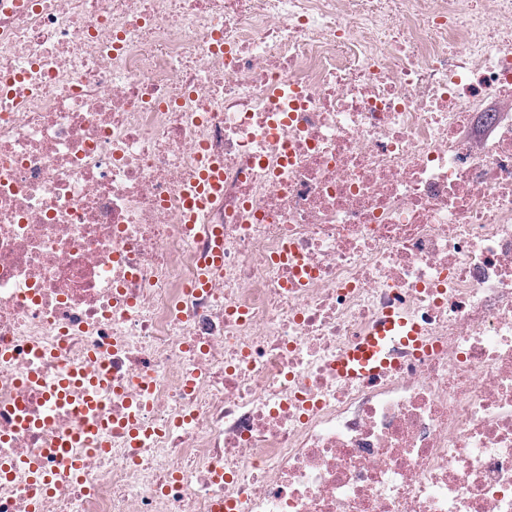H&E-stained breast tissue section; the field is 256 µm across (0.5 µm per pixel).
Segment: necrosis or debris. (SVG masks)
Segmentation results:
<instances>
[{
	"instance_id": "obj_1",
	"label": "necrosis or debris",
	"mask_w": 512,
	"mask_h": 512,
	"mask_svg": "<svg viewBox=\"0 0 512 512\" xmlns=\"http://www.w3.org/2000/svg\"><path fill=\"white\" fill-rule=\"evenodd\" d=\"M227 501L512 512V0H0V512ZM395 344L416 353H426L430 344L422 327L398 306L385 308L365 336L336 356L332 370L336 379L370 384L398 368L391 356Z\"/></svg>"
}]
</instances>
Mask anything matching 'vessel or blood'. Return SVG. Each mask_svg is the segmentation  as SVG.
<instances>
[{"mask_svg":"<svg viewBox=\"0 0 512 512\" xmlns=\"http://www.w3.org/2000/svg\"><path fill=\"white\" fill-rule=\"evenodd\" d=\"M405 346L414 352L430 349L422 327L397 306L385 308L365 336L337 355L332 370L345 382L370 384L394 372L398 363L391 356L393 345Z\"/></svg>","mask_w":512,"mask_h":512,"instance_id":"b4317fda","label":"vessel or blood"}]
</instances>
